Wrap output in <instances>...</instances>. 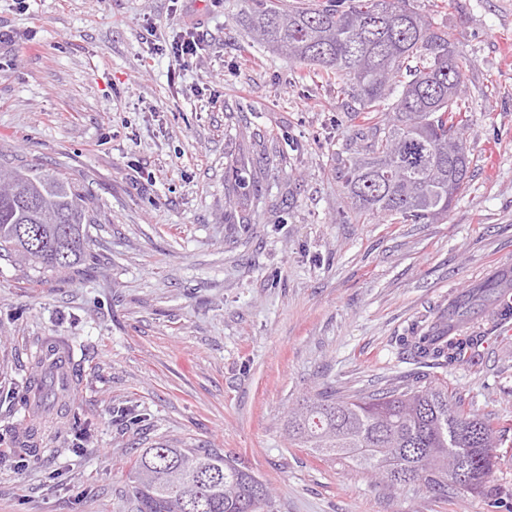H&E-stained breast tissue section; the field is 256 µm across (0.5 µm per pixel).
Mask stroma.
Here are the masks:
<instances>
[{
  "label": "stroma",
  "instance_id": "obj_1",
  "mask_svg": "<svg viewBox=\"0 0 512 512\" xmlns=\"http://www.w3.org/2000/svg\"><path fill=\"white\" fill-rule=\"evenodd\" d=\"M469 71L472 177L447 219L357 215L339 164L362 123L336 84L252 43L239 0H0V163L61 173L97 217L66 275L0 261V512H132L144 449L214 448L275 512H512V335L440 370L508 425L492 480L444 500L291 445L323 388L421 374L401 339L512 260V0H413ZM203 40L180 64L181 31ZM152 173L146 187L137 170ZM62 337L77 399L22 408L31 343ZM37 427L41 452L11 454Z\"/></svg>",
  "mask_w": 512,
  "mask_h": 512
}]
</instances>
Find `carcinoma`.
<instances>
[{
  "label": "carcinoma",
  "instance_id": "carcinoma-1",
  "mask_svg": "<svg viewBox=\"0 0 512 512\" xmlns=\"http://www.w3.org/2000/svg\"><path fill=\"white\" fill-rule=\"evenodd\" d=\"M253 38L294 63L336 81L358 104L360 141L342 174L351 204L397 224L443 220L466 189L471 160L461 115L465 58L446 29L421 15L410 0H327L316 7L285 0H240ZM0 181V260L67 274L87 254V225L96 223L86 193L60 175L17 167ZM440 320L413 331L404 349L417 362L445 368L478 352L480 330L455 336ZM71 350L67 341H33L27 395L59 398L45 349ZM286 431L301 448L379 471L388 485L418 483L445 499L460 494L497 497L489 478L506 458L502 430L466 410L448 383L417 377L368 394L322 391L288 417ZM15 453L36 456V433ZM467 469L468 482L448 487V465ZM266 484L247 466L211 448H148L130 464L136 512H273Z\"/></svg>",
  "mask_w": 512,
  "mask_h": 512
}]
</instances>
